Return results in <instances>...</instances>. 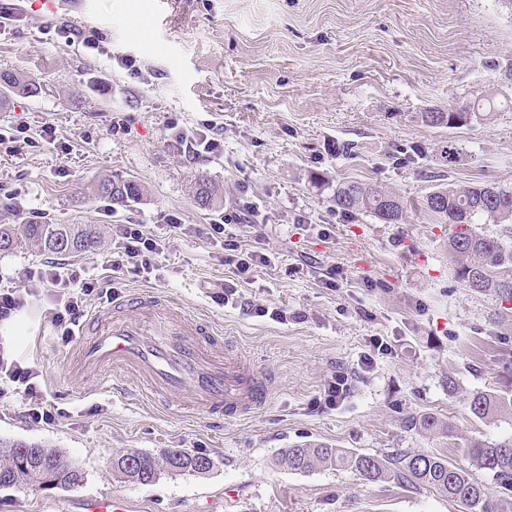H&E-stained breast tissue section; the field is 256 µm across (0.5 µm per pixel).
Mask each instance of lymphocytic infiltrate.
Wrapping results in <instances>:
<instances>
[{
	"mask_svg": "<svg viewBox=\"0 0 512 512\" xmlns=\"http://www.w3.org/2000/svg\"><path fill=\"white\" fill-rule=\"evenodd\" d=\"M171 145L179 155L195 160L207 159L223 148V140L213 120L203 119L196 125L186 127L178 120H170ZM259 207L255 201L242 197L235 201L231 210L225 212L221 223L200 227L181 223L178 217L168 218L162 231H155L150 225L127 218L124 223L113 225L112 253L104 264V271L91 274L80 264L62 259L43 262L38 267L15 268L10 279L11 287L0 289V322L10 319L25 304V295L34 288H55L59 294L50 322L58 341L67 344L76 336L81 318L85 312L88 295L99 298L109 297L120 274L139 275L151 273L158 267V258L164 252L167 239L176 236H206L211 242L224 241V227L240 224L256 216ZM270 260L262 245L252 250L231 256L234 279L225 281L223 299L225 304L237 305L238 288L247 282L254 268ZM35 369L13 359L0 344V397L13 396L21 407V415L34 424H48L54 421V414L45 408L44 395L36 383Z\"/></svg>",
	"mask_w": 512,
	"mask_h": 512,
	"instance_id": "1",
	"label": "lymphocytic infiltrate"
}]
</instances>
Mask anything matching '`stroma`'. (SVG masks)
I'll return each mask as SVG.
<instances>
[{
    "label": "stroma",
    "mask_w": 512,
    "mask_h": 512,
    "mask_svg": "<svg viewBox=\"0 0 512 512\" xmlns=\"http://www.w3.org/2000/svg\"><path fill=\"white\" fill-rule=\"evenodd\" d=\"M10 4L20 22L0 36V72L34 89L0 99V127L47 121L69 149L0 151V188L23 182L28 206L48 210L53 223L107 233L129 217L212 224L236 198L251 197L265 224H230L224 237L245 250L263 236L272 261L241 284L242 306L223 305L233 268L222 248L198 237L171 240L160 278L121 276L113 295L145 292L189 309L276 385L266 409L232 422L175 397L163 407L136 399L132 376L118 393L91 375L71 393L69 350L47 326L54 291L41 289L4 342L37 369L60 414L33 424L14 398H0V437L61 449L85 481L70 491L0 490V512H66L76 497L111 493L132 512H461L429 489L369 483L348 470L294 474L275 459L322 442L378 456L434 452L472 468L466 439L512 434V414L482 421L466 402L477 389L512 391V309L455 278L448 227L421 207L441 184L512 186V110L452 129L414 118L496 87L493 65L512 54V11L502 0H61L53 13L0 0ZM60 27L77 37L64 42ZM85 32L96 33L100 50L84 47ZM116 112L131 115L127 133L111 134ZM173 117L215 120L223 153L195 163L179 156L166 143ZM340 143L353 152H337ZM201 172L223 207L195 204ZM107 176L138 182L142 195L105 212L94 187ZM348 181L399 193L405 223L337 211L332 188ZM333 267L342 277L331 288ZM254 301L300 318L253 317L246 306ZM375 337L390 354L376 357L342 405L312 409L316 391L356 367ZM428 414L450 421L455 438L417 427ZM167 448L206 455L213 466L152 485L113 479L116 452Z\"/></svg>",
    "instance_id": "35a3bbf8"
}]
</instances>
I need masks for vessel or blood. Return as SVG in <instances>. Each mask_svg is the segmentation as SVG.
Returning a JSON list of instances; mask_svg holds the SVG:
<instances>
[{"mask_svg":"<svg viewBox=\"0 0 512 512\" xmlns=\"http://www.w3.org/2000/svg\"><path fill=\"white\" fill-rule=\"evenodd\" d=\"M209 323L143 294L124 296L111 312L89 311L69 358L72 373L95 371L103 382L130 372L154 400L180 393L197 411L226 420L254 414L269 403L274 377L238 350L216 353ZM71 512H130L119 494L86 495Z\"/></svg>","mask_w":512,"mask_h":512,"instance_id":"vessel-or-blood-1","label":"vessel or blood"}]
</instances>
